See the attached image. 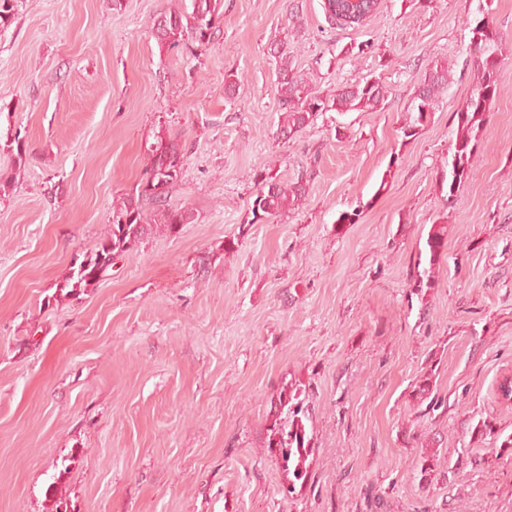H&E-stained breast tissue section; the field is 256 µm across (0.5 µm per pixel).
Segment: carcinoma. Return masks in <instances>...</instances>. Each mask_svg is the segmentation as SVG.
Returning a JSON list of instances; mask_svg holds the SVG:
<instances>
[{
    "mask_svg": "<svg viewBox=\"0 0 512 512\" xmlns=\"http://www.w3.org/2000/svg\"><path fill=\"white\" fill-rule=\"evenodd\" d=\"M339 2L342 3L339 10L333 0L322 3L329 24L342 27L364 24L362 19L351 20L356 8L347 0ZM223 7V0H191L188 8H171L155 16L150 25L151 35L162 50L181 49L195 56L211 43L223 16ZM485 24L486 21L481 20L471 28L477 80L462 105L454 112L455 139L447 170L442 174L450 198L469 176L478 141L502 89L496 59V53L500 50L499 37L495 31L486 32ZM291 37L293 34L285 33L269 49L280 91L281 120L277 134L281 139H290L312 125L324 112H369L381 108L385 95L383 87L376 81L345 83L325 95L316 91L312 85L313 79L293 65ZM449 81L448 64L434 61L429 65L419 85L422 96H414L408 109L410 118L402 127L403 137L411 138L418 134L439 95L448 88ZM0 149L12 156L15 167L24 165L19 136L5 142ZM147 153L149 161L135 190L112 205V222L107 235L91 253L71 266L68 274L57 284L59 291L65 295L77 294L93 286L112 266L115 256L132 250L148 232L177 233L183 225L195 222V213L191 208H173L167 203L183 179L184 153L179 144L159 131L154 134ZM254 181L257 193L251 207V224L267 223L283 216L299 208L307 198L308 189L302 178L294 182L284 181L272 172L270 166L255 173ZM147 203L153 205L150 212L145 209ZM445 246L442 228L430 229L425 241L428 266L418 273V287H432ZM275 409L278 415L273 417L268 427L267 447L280 458L283 469L299 481L307 475L311 446L303 421L304 407L297 391L283 388L275 401Z\"/></svg>",
    "mask_w": 512,
    "mask_h": 512,
    "instance_id": "1",
    "label": "carcinoma"
}]
</instances>
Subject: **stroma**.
Masks as SVG:
<instances>
[{"label":"stroma","instance_id":"stroma-1","mask_svg":"<svg viewBox=\"0 0 512 512\" xmlns=\"http://www.w3.org/2000/svg\"><path fill=\"white\" fill-rule=\"evenodd\" d=\"M322 2L224 0L195 57L150 33L174 0H18L0 28V136L26 149L0 197V512H512V403L497 391L512 376V0H381L356 29L329 25ZM294 11L296 68L323 93L379 81L382 109L277 138L267 50ZM485 16L503 90L451 198L441 171ZM436 60L448 88L403 138ZM161 130L185 154L169 203L195 223L63 296ZM270 165L304 175L308 196L252 224L253 176ZM440 224L445 256L420 289ZM424 379L439 408L417 394ZM287 384L313 448L293 486L266 446Z\"/></svg>","mask_w":512,"mask_h":512}]
</instances>
